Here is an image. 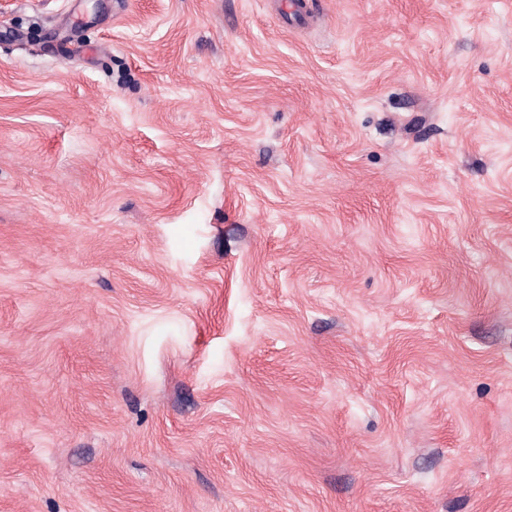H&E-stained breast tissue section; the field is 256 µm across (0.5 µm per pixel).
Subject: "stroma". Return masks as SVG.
Listing matches in <instances>:
<instances>
[{"label": "stroma", "instance_id": "obj_1", "mask_svg": "<svg viewBox=\"0 0 512 512\" xmlns=\"http://www.w3.org/2000/svg\"><path fill=\"white\" fill-rule=\"evenodd\" d=\"M0 512H512V0H0Z\"/></svg>", "mask_w": 512, "mask_h": 512}]
</instances>
